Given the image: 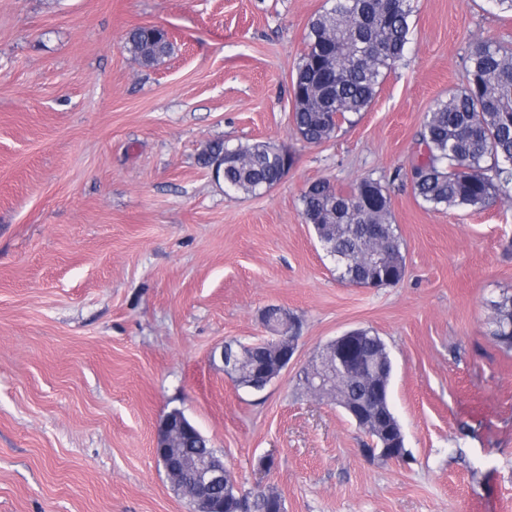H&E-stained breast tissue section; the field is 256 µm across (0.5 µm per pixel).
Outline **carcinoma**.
Returning <instances> with one entry per match:
<instances>
[{
  "label": "carcinoma",
  "instance_id": "obj_1",
  "mask_svg": "<svg viewBox=\"0 0 512 512\" xmlns=\"http://www.w3.org/2000/svg\"><path fill=\"white\" fill-rule=\"evenodd\" d=\"M412 0H326L305 35L296 67L305 100L295 104L292 123L307 143L335 136L343 125L371 106L390 70L409 44ZM129 52L152 65L171 53L156 27H138L128 36ZM423 147L412 168L415 194L430 209L482 208L512 183V47L497 40L475 43L467 56L466 83L437 101L418 133ZM281 148L216 142L200 156L202 165L223 155L224 184L234 192L257 194L281 179ZM302 215L319 237H328L342 256L338 279L365 284L381 271L370 266L378 251L385 268L405 271L399 237L391 222L388 185L361 179L351 190L319 180L301 196ZM492 336L512 350V295L494 303ZM384 341L364 328L355 349L365 359L382 353ZM338 401L368 397L358 377L337 382ZM216 453L208 442H194L183 454L196 466ZM251 512H274L264 491L250 495Z\"/></svg>",
  "mask_w": 512,
  "mask_h": 512
}]
</instances>
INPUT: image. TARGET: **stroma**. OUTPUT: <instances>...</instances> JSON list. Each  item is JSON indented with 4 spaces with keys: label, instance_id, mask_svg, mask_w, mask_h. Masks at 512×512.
I'll return each instance as SVG.
<instances>
[{
    "label": "stroma",
    "instance_id": "1",
    "mask_svg": "<svg viewBox=\"0 0 512 512\" xmlns=\"http://www.w3.org/2000/svg\"><path fill=\"white\" fill-rule=\"evenodd\" d=\"M324 3L0 0V512H193L154 454L174 409L285 512H512V350L490 334L512 194L435 211L412 185L430 107L464 85L475 41H512V14L415 0L371 106L309 144L291 79ZM139 26L167 32L163 62L128 51ZM214 141L294 164L229 193L198 162ZM366 177L390 185L405 260L378 289L338 281L301 215L312 182ZM270 306L300 321L298 358L255 392L211 353L267 339ZM356 327L393 362L398 460L299 380Z\"/></svg>",
    "mask_w": 512,
    "mask_h": 512
}]
</instances>
